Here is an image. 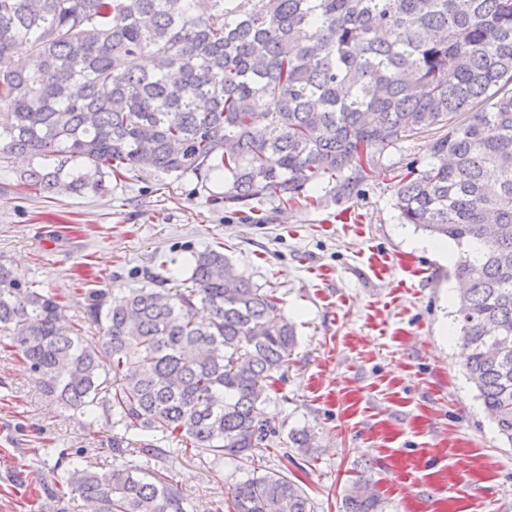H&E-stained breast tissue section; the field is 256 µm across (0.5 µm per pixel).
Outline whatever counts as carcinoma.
<instances>
[{"label": "carcinoma", "mask_w": 512, "mask_h": 512, "mask_svg": "<svg viewBox=\"0 0 512 512\" xmlns=\"http://www.w3.org/2000/svg\"><path fill=\"white\" fill-rule=\"evenodd\" d=\"M144 53L154 68L135 64ZM466 115L464 120L459 116ZM434 127L430 161L394 176L406 224L453 240L466 373L512 445V0H0V166L43 197L106 195L147 171L224 172V199L290 202L325 176L340 195L376 153ZM191 285L94 291L102 346L60 326L55 295L0 264V331L61 409L119 418L109 452L156 436L242 464L275 430L262 416L296 343L279 298L215 248ZM112 392L100 396L101 373ZM279 469H252L215 512H311ZM92 512H190L178 485L137 465L70 463L60 483ZM366 484L346 512H378Z\"/></svg>", "instance_id": "carcinoma-1"}]
</instances>
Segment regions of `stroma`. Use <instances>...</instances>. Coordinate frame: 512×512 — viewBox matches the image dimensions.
Masks as SVG:
<instances>
[{"mask_svg": "<svg viewBox=\"0 0 512 512\" xmlns=\"http://www.w3.org/2000/svg\"><path fill=\"white\" fill-rule=\"evenodd\" d=\"M440 132L404 138L380 154L370 181L349 197L322 178L291 202L224 201V181L194 175L161 185L148 173L114 181L106 196L45 198L0 169V262L54 293L65 329L101 344L83 321L91 291L145 285L147 273L179 287L195 252L223 244L237 272L274 291L297 344L264 413L277 429L250 453L277 467L292 455L313 512H345L354 482L381 512H512V446L499 435L465 373L452 262L424 249L429 236L401 223L395 173L423 166ZM315 435L308 457L292 433ZM116 420L63 412L28 366L0 349V512H87L79 497L32 500L30 489L63 476L60 451L111 467ZM211 512L244 478L232 459L176 452L159 469Z\"/></svg>", "mask_w": 512, "mask_h": 512, "instance_id": "1", "label": "stroma"}]
</instances>
